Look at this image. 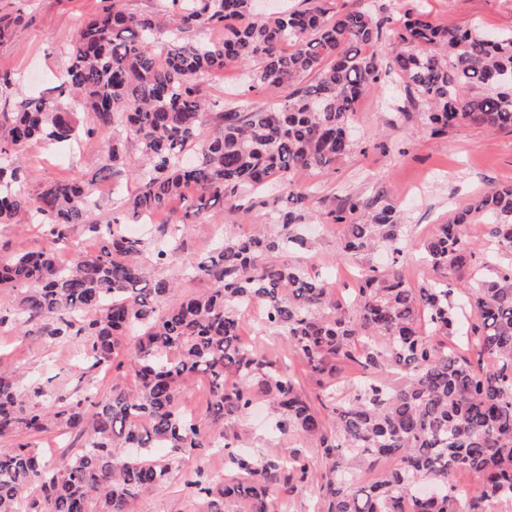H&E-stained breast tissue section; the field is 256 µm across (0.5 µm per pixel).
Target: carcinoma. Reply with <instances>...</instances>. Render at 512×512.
Wrapping results in <instances>:
<instances>
[{
  "instance_id": "obj_1",
  "label": "carcinoma",
  "mask_w": 512,
  "mask_h": 512,
  "mask_svg": "<svg viewBox=\"0 0 512 512\" xmlns=\"http://www.w3.org/2000/svg\"><path fill=\"white\" fill-rule=\"evenodd\" d=\"M396 46L381 62L365 48L382 41L385 20L366 10L321 6L253 12V0H157L131 11L123 0L82 24L59 75L81 113L42 96L0 112V224H34L37 250L0 254V328L35 321L53 339L81 336L88 356L133 389L98 398L89 385L50 398L36 379L0 370V512H128L142 493L167 485L182 463L223 452L224 477L184 473L197 512L245 502L273 512L300 495L322 467L320 512H500L512 503V184L493 187L458 209L426 240L436 277L411 287L370 255L384 247L396 264L407 247L402 214L384 193L347 196L327 213L344 224L340 256L359 264L351 298L300 265L276 258L306 245L305 176L332 169L356 146V102L398 75L431 105L434 135L461 123L512 130V32L489 39L476 28L439 23L420 9L397 20ZM24 16L0 13V42ZM222 33L197 43L186 34ZM251 68L248 90L277 87L284 97L255 111L222 112L205 98L204 77ZM112 130L108 159L87 182L46 180L30 191L25 152L33 143L73 151ZM135 139L140 160L126 164ZM124 177L136 190L101 223L95 186ZM191 189L196 204L175 215ZM256 199L272 222L248 237L224 234L210 254L186 265L214 288L161 302L177 288L154 270L170 263L175 236L130 238L125 226L167 214L189 228L217 201L244 216ZM486 226L485 243L511 257L486 262L472 282L454 275L472 266L464 227ZM80 226L95 242L58 266L56 249ZM262 306L258 330L284 336L302 371L318 380L322 410L303 395L286 361L258 354L242 338L247 305ZM137 337L134 347L124 345ZM474 344L477 361L459 345ZM209 379L201 418L184 413L189 380ZM274 417L271 432L314 448L257 458L242 450L239 422L257 401ZM68 429L82 440L48 463L34 438ZM168 448L164 458L153 449ZM378 472L360 481L357 474ZM474 472L460 493L451 477Z\"/></svg>"
}]
</instances>
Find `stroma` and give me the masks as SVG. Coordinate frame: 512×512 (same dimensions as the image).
Masks as SVG:
<instances>
[{"instance_id":"stroma-1","label":"stroma","mask_w":512,"mask_h":512,"mask_svg":"<svg viewBox=\"0 0 512 512\" xmlns=\"http://www.w3.org/2000/svg\"><path fill=\"white\" fill-rule=\"evenodd\" d=\"M333 11L366 8L380 16L398 15L423 7L439 22L461 27L478 25L495 34L512 30V0H317ZM103 0H0V12L22 10L29 24L10 41L0 44V71L10 72L14 89L7 99L34 94L61 100L78 110L74 96H59L58 76L68 63L69 46L81 24L99 12ZM245 70L206 76L202 88L210 100L227 107L265 108L282 96L270 89L248 92ZM430 106L424 98L410 96L401 79H387L382 92L364 96L356 104L357 145L340 159L335 169L311 174L310 196L299 204L308 230L305 248L285 254L331 281L335 288L351 287L358 267L339 258L346 234L342 224L325 223L330 210L355 194L370 198L383 192L402 210L407 226V249L399 264L411 286H420L434 271L423 259V245L437 225L447 222L456 208L488 188L512 184V132L492 131L472 124L450 127L443 136L431 135L426 124ZM111 132L73 154L44 144L29 147L27 157L38 179H90L107 159ZM224 234V207L215 205L183 236L181 258L158 268L156 277L177 279L181 293H202L211 283L202 275L185 272L183 261L199 258ZM84 341L73 337L59 342L40 335L35 326L0 328V364L21 380H48L51 392L78 388L74 367L82 360ZM194 502L182 478L140 495L132 512H193Z\"/></svg>"}]
</instances>
